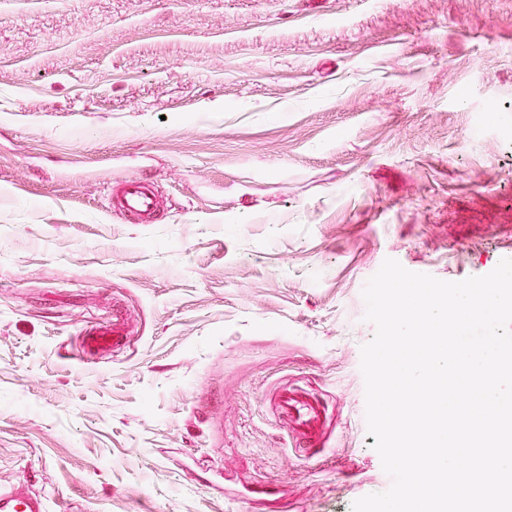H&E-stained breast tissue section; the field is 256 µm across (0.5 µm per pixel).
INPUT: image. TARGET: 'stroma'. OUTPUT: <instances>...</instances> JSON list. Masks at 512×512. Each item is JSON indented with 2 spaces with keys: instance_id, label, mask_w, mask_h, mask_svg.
<instances>
[{
  "instance_id": "obj_1",
  "label": "stroma",
  "mask_w": 512,
  "mask_h": 512,
  "mask_svg": "<svg viewBox=\"0 0 512 512\" xmlns=\"http://www.w3.org/2000/svg\"><path fill=\"white\" fill-rule=\"evenodd\" d=\"M128 179L155 223L110 213ZM388 258L512 259V0H0V485L44 512L385 491L360 347ZM277 406L282 415L292 420L297 435L320 441L325 412L318 401L298 393H288L286 390L279 394Z\"/></svg>"
}]
</instances>
